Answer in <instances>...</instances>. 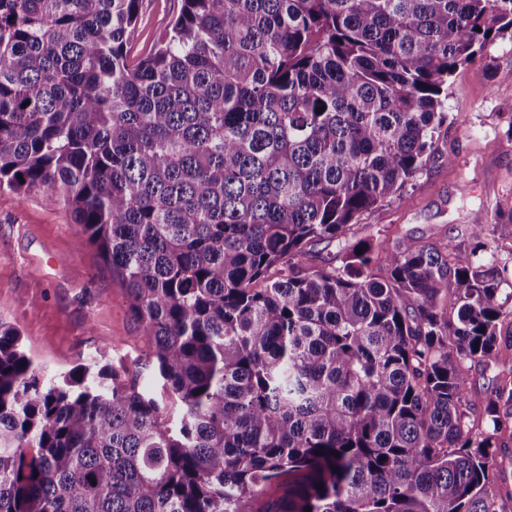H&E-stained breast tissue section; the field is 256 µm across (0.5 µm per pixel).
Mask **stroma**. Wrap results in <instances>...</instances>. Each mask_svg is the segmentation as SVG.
<instances>
[{"label":"stroma","instance_id":"1","mask_svg":"<svg viewBox=\"0 0 512 512\" xmlns=\"http://www.w3.org/2000/svg\"><path fill=\"white\" fill-rule=\"evenodd\" d=\"M182 0H141L133 56L147 54L179 15ZM441 136L454 164L434 162L399 199L362 215L349 244L379 237L435 241L478 210L512 209V39L497 40L448 79ZM63 202L46 193L0 191V321L17 326L35 367L61 375L98 360L178 407L144 360L148 342L125 288Z\"/></svg>","mask_w":512,"mask_h":512}]
</instances>
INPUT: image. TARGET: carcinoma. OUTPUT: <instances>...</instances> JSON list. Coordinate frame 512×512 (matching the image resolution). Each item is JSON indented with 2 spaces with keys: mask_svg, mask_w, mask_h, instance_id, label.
I'll return each mask as SVG.
<instances>
[{
  "mask_svg": "<svg viewBox=\"0 0 512 512\" xmlns=\"http://www.w3.org/2000/svg\"><path fill=\"white\" fill-rule=\"evenodd\" d=\"M139 2L0 0V190L72 207L180 411L0 322V512H503L512 368L469 371L512 356V213L306 258L454 163L448 77L512 0H183L131 63ZM341 245L337 241H319L308 246L307 262L314 267H328L331 265H340Z\"/></svg>",
  "mask_w": 512,
  "mask_h": 512,
  "instance_id": "carcinoma-1",
  "label": "carcinoma"
}]
</instances>
